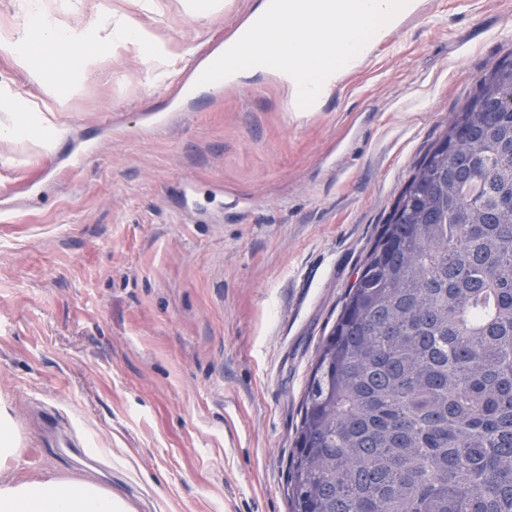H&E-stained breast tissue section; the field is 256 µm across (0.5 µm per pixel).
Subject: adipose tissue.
Masks as SVG:
<instances>
[{
	"mask_svg": "<svg viewBox=\"0 0 512 512\" xmlns=\"http://www.w3.org/2000/svg\"><path fill=\"white\" fill-rule=\"evenodd\" d=\"M23 34L18 39L0 40V56L10 58L41 86L43 94L57 108H64L77 90L71 80H56L72 56H80L84 68L102 57L133 48L151 60L164 64L170 54L151 33L130 18L109 15L107 23L95 27H60L49 21L39 0H22ZM21 110L9 122L0 123V137L37 139L44 148L54 147L62 131L41 117L40 107L20 100ZM0 512H131L111 489L90 479L53 474L36 480H0Z\"/></svg>",
	"mask_w": 512,
	"mask_h": 512,
	"instance_id": "adipose-tissue-1",
	"label": "adipose tissue"
}]
</instances>
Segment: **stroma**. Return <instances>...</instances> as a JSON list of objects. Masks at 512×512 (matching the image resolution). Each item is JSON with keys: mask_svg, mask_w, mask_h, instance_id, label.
<instances>
[{"mask_svg": "<svg viewBox=\"0 0 512 512\" xmlns=\"http://www.w3.org/2000/svg\"><path fill=\"white\" fill-rule=\"evenodd\" d=\"M263 0H42L117 12L171 53L76 71L62 128L0 138V406L13 476L94 480L133 512H290L309 368L414 165L479 76L512 59V0H421L314 112L258 74L190 94L193 61ZM23 458L13 420L5 410H0V469L19 465Z\"/></svg>", "mask_w": 512, "mask_h": 512, "instance_id": "35a3bbf8", "label": "stroma"}]
</instances>
